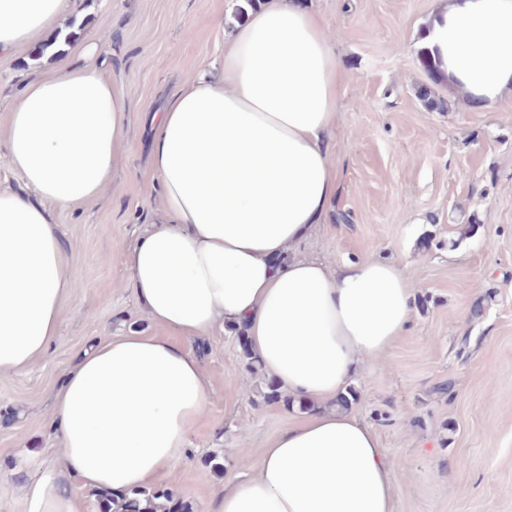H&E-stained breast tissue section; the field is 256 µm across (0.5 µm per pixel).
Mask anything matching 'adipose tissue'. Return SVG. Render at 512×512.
Masks as SVG:
<instances>
[{
	"label": "adipose tissue",
	"instance_id": "1",
	"mask_svg": "<svg viewBox=\"0 0 512 512\" xmlns=\"http://www.w3.org/2000/svg\"><path fill=\"white\" fill-rule=\"evenodd\" d=\"M73 6L0 0V52L29 45ZM426 45L470 106L512 100V0H444ZM218 62L220 77L196 73L152 115L160 214L119 258L149 318L183 341L109 336L61 377L60 463L24 485L25 512H83L72 480L118 497L152 486L210 395L192 342L236 326L263 372L315 409L205 512H397L375 429L336 401L409 328L413 288L386 260L286 256L338 192L328 148L343 81L336 45L303 0H265ZM134 110L91 60L32 79L10 106L0 145L24 188H0V374L26 369L59 336L72 282L49 209L101 197Z\"/></svg>",
	"mask_w": 512,
	"mask_h": 512
}]
</instances>
